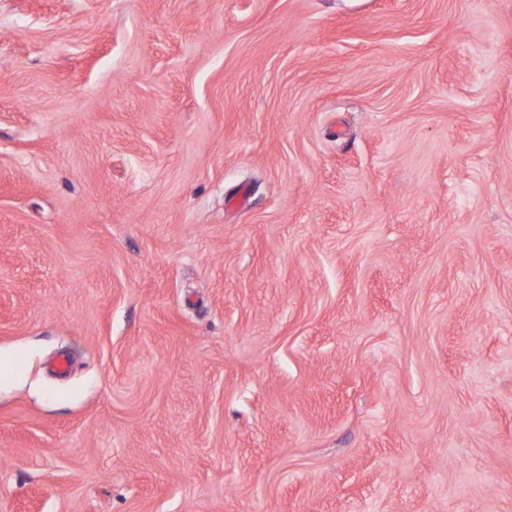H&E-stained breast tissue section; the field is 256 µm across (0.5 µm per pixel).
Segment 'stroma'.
Listing matches in <instances>:
<instances>
[{"label":"stroma","mask_w":512,"mask_h":512,"mask_svg":"<svg viewBox=\"0 0 512 512\" xmlns=\"http://www.w3.org/2000/svg\"><path fill=\"white\" fill-rule=\"evenodd\" d=\"M0 512H512V0H0Z\"/></svg>","instance_id":"obj_1"}]
</instances>
